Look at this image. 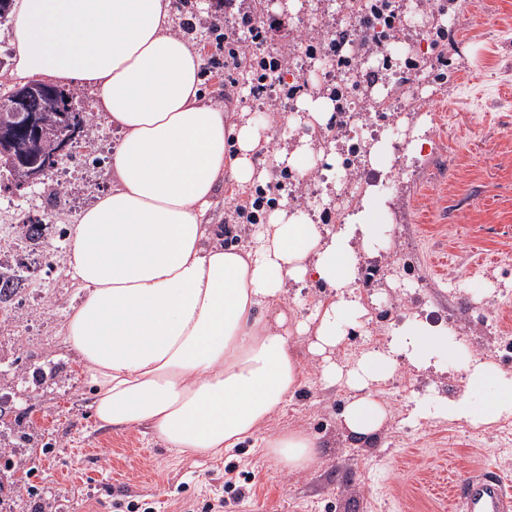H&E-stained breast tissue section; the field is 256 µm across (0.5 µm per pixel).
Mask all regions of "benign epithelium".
I'll use <instances>...</instances> for the list:
<instances>
[{
    "label": "benign epithelium",
    "instance_id": "obj_1",
    "mask_svg": "<svg viewBox=\"0 0 512 512\" xmlns=\"http://www.w3.org/2000/svg\"><path fill=\"white\" fill-rule=\"evenodd\" d=\"M37 83L16 89L11 107L0 114V156L7 159L17 171L15 182L28 185L39 181L53 163L68 155L76 140L68 136L58 139L50 157L34 150L35 142L50 132H57L65 116H53L40 100Z\"/></svg>",
    "mask_w": 512,
    "mask_h": 512
}]
</instances>
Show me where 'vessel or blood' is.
<instances>
[{
  "label": "vessel or blood",
  "mask_w": 512,
  "mask_h": 512,
  "mask_svg": "<svg viewBox=\"0 0 512 512\" xmlns=\"http://www.w3.org/2000/svg\"><path fill=\"white\" fill-rule=\"evenodd\" d=\"M451 496L461 512H512L501 475L492 470L470 472L450 488Z\"/></svg>",
  "instance_id": "1"
}]
</instances>
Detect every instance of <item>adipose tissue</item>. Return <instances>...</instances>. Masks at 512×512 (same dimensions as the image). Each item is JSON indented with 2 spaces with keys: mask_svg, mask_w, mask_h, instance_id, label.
Returning <instances> with one entry per match:
<instances>
[{
  "mask_svg": "<svg viewBox=\"0 0 512 512\" xmlns=\"http://www.w3.org/2000/svg\"><path fill=\"white\" fill-rule=\"evenodd\" d=\"M171 11L172 0L15 5L12 77L92 87L96 111L119 131L116 182L68 234V272L83 296L62 334L79 356L95 420L148 428L186 457L257 438L281 469L306 470L316 435L263 433L301 386L296 335L309 336L322 381L349 388L340 424L354 438L385 424L380 386L403 364L426 371L456 362L464 372L457 397L412 398L413 419L487 428L512 418V374L416 314L385 348L337 362L349 329L368 315L356 286L360 254L388 215L373 191L336 229L284 206L255 225L248 248L225 246L223 226L207 213L224 178L253 183L269 126L202 101V57L172 33ZM333 110L329 99L300 97L287 124L302 135L274 153L275 164L306 175L311 134ZM306 281L332 293L309 316H288L286 288Z\"/></svg>",
  "mask_w": 512,
  "mask_h": 512,
  "instance_id": "ef3b65f1",
  "label": "adipose tissue"
}]
</instances>
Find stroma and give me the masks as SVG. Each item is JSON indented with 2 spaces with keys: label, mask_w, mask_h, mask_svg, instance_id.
Instances as JSON below:
<instances>
[{
  "label": "stroma",
  "mask_w": 512,
  "mask_h": 512,
  "mask_svg": "<svg viewBox=\"0 0 512 512\" xmlns=\"http://www.w3.org/2000/svg\"><path fill=\"white\" fill-rule=\"evenodd\" d=\"M214 0H192V11L173 10L172 31L203 59L215 50ZM433 19H457L447 64L436 63L432 43L437 24L426 34L387 36L383 51L389 69L375 85H362L353 109L366 127L364 146L391 131L396 161L390 171L373 168L360 157L354 168L343 165L340 145L312 146V167L299 187L302 211L335 213V202H323L327 179L343 188L367 187L378 181L389 208L390 231L382 252L361 256L357 284L370 300V318L350 330L339 357L351 360L362 351L386 344L409 312L432 324L447 326L468 351L512 372V350L497 346L487 324L497 316L512 328V0H435ZM291 35L326 33L351 22L341 0H303L297 14H285ZM427 59L429 74L406 70V59ZM430 77L432 97L419 98L411 82ZM237 88L224 94V75L201 71L207 103L227 112H250L266 120L271 142L260 152L266 161L265 183L281 181L283 171L270 157L281 138L285 117L295 110L286 103L264 110L249 93L251 79L236 72ZM397 89L391 108L373 111V90ZM74 109L93 115L91 147H75L58 166L71 180L55 185V172L37 183L13 188L0 178V239L12 238L18 224L42 225L36 251L14 260L27 277V292L0 305V320H14L15 332H0V358L12 366L9 398L26 413L37 439L22 444L25 488L15 512H449V485L456 475L483 467L496 468L512 495V448L497 450L496 431H481L479 440L458 435L457 424L413 420L412 395L455 397L462 392V371H416L401 366L381 386L391 416L370 441L346 435L339 414L349 396L341 385L325 386L304 340L293 350L302 369V385L269 421L266 431L303 429L321 444L310 468L300 474L280 470L263 449L244 443L222 455L182 458L156 441L143 427L118 429L97 424L75 352L60 335L61 325L78 290L67 272V233L80 212L113 185L111 153L116 129L95 114V92L72 88ZM428 118L424 155L411 156L407 145L417 122ZM251 189L232 181L220 184L211 223L224 227L225 244L247 245L249 224H228L229 202L251 196ZM246 486L241 501L227 496L226 483Z\"/></svg>",
  "instance_id": "1"
}]
</instances>
